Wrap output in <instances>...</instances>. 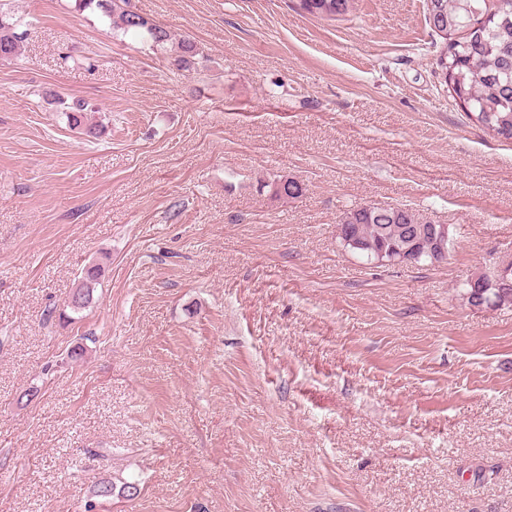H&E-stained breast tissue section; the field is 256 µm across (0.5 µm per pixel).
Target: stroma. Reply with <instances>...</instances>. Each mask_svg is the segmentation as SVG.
<instances>
[{
	"instance_id": "35a3bbf8",
	"label": "stroma",
	"mask_w": 512,
	"mask_h": 512,
	"mask_svg": "<svg viewBox=\"0 0 512 512\" xmlns=\"http://www.w3.org/2000/svg\"><path fill=\"white\" fill-rule=\"evenodd\" d=\"M131 8L165 47L0 0V512H512V307L461 288L512 264V141L452 98L425 0ZM365 205L447 225V261L345 249ZM299 5L309 14L335 19L350 12L353 0H299ZM19 21L0 12V60L10 59L18 54L25 31H19ZM101 276V268L98 266L84 267L79 277V285L74 290L71 297V308L76 311L88 306L92 300L94 286L98 283Z\"/></svg>"
}]
</instances>
